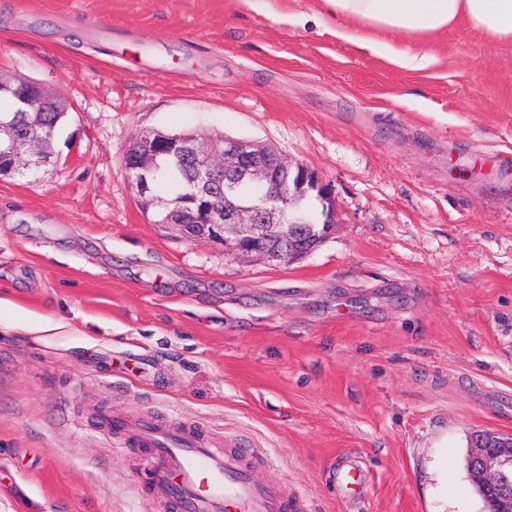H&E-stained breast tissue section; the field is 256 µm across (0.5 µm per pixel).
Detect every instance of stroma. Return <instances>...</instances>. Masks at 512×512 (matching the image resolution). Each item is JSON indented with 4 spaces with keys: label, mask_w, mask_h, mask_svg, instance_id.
<instances>
[{
    "label": "stroma",
    "mask_w": 512,
    "mask_h": 512,
    "mask_svg": "<svg viewBox=\"0 0 512 512\" xmlns=\"http://www.w3.org/2000/svg\"><path fill=\"white\" fill-rule=\"evenodd\" d=\"M436 42L399 67L322 0H0V74L68 107L57 163L0 176V512H165L101 411L260 449L309 512H483L468 437L512 434V42ZM151 128L315 169L333 234L274 265L154 224L123 170Z\"/></svg>",
    "instance_id": "1"
}]
</instances>
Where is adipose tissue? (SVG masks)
<instances>
[{
	"instance_id": "adipose-tissue-1",
	"label": "adipose tissue",
	"mask_w": 512,
	"mask_h": 512,
	"mask_svg": "<svg viewBox=\"0 0 512 512\" xmlns=\"http://www.w3.org/2000/svg\"><path fill=\"white\" fill-rule=\"evenodd\" d=\"M336 21L338 36L362 47H380L393 64L418 70L434 60L436 35L465 23L492 41H512V0H322ZM394 31L425 45L424 53H410L372 35Z\"/></svg>"
}]
</instances>
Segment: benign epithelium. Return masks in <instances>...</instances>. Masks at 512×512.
Returning a JSON list of instances; mask_svg holds the SVG:
<instances>
[{"mask_svg": "<svg viewBox=\"0 0 512 512\" xmlns=\"http://www.w3.org/2000/svg\"><path fill=\"white\" fill-rule=\"evenodd\" d=\"M26 125H33V117L25 108L6 118L0 115V158L7 160L0 173L56 163L55 153L45 150L41 135L21 132ZM165 160L193 171L190 192L196 200L210 198L212 179L224 175V208L207 204L201 215L192 206H174L155 197L151 180ZM124 172L137 196L155 207L157 223L193 240L221 244L224 254L235 259L259 257L289 265L314 252L323 238L303 241L296 227L300 204L308 196H317L324 206L325 234L332 233L336 224V200L317 172L250 139L144 129L133 136L126 150ZM511 445L512 437L503 439L499 448H481L472 459L482 480L499 487L511 501L508 512H512V483L507 477L512 472V454L504 449Z\"/></svg>", "mask_w": 512, "mask_h": 512, "instance_id": "1", "label": "benign epithelium"}]
</instances>
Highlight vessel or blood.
Instances as JSON below:
<instances>
[{"instance_id": "1", "label": "vessel or blood", "mask_w": 512, "mask_h": 512, "mask_svg": "<svg viewBox=\"0 0 512 512\" xmlns=\"http://www.w3.org/2000/svg\"><path fill=\"white\" fill-rule=\"evenodd\" d=\"M112 430L155 460L148 495L167 512H306L305 496L258 477L267 462L258 449L219 452L210 438L132 416H113Z\"/></svg>"}]
</instances>
